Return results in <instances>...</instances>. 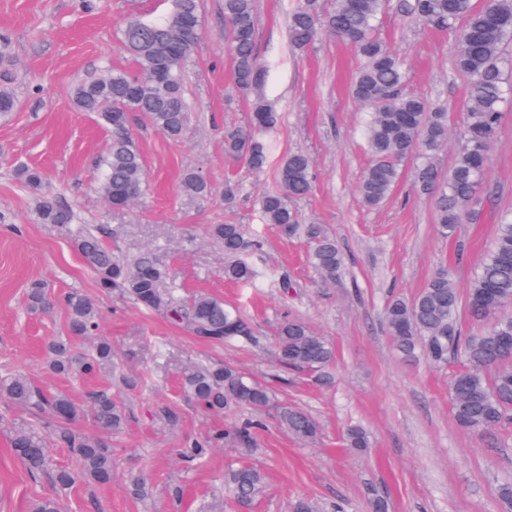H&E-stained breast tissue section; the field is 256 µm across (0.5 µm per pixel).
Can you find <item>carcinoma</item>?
<instances>
[{
	"instance_id": "1",
	"label": "carcinoma",
	"mask_w": 512,
	"mask_h": 512,
	"mask_svg": "<svg viewBox=\"0 0 512 512\" xmlns=\"http://www.w3.org/2000/svg\"><path fill=\"white\" fill-rule=\"evenodd\" d=\"M389 5L390 0H334L333 8L320 14L315 0H296L289 13L290 40L294 47L303 49L329 34L347 42L363 60L353 86L354 98L368 110L365 136L372 156L357 185L362 202L368 207L384 203L399 181L403 162L416 154L421 160L417 182L434 199L439 232L452 239L458 225L472 220V205L484 187L504 105H512V55L507 53L512 45V0H398L397 9L416 24L453 35L459 46L454 67L468 81L465 131L443 180L434 159L448 144L447 113L404 92V61L376 33L379 15ZM256 23L255 0H224L234 84L247 98L251 112L248 127L224 134V149L252 169L262 170L269 160L263 135L276 128L279 114L263 93L267 69L256 52ZM200 34V0H173L170 13L159 20L131 18L121 28V41L135 62V72L107 67L74 91L79 109L97 114L111 132L98 190L114 211L129 208L147 187L141 155L129 134L131 115H145L173 141L185 132L190 105L182 65L195 55ZM14 80V64L1 48L0 115L17 109L11 87ZM312 169V161L305 154L285 156L279 164L277 187L264 192L258 203L263 223L308 244L312 267L323 282L330 283L344 269V255L336 239L321 224L299 223L291 206L292 201L312 191ZM21 174L26 187L42 190L39 170L24 167ZM180 190L186 196L198 197L211 188L198 172L189 170ZM37 211L43 224L66 226L77 220L74 211L50 193L40 195ZM210 233L227 257L224 279L252 283L256 271L249 256L260 248V241L242 224H213ZM74 240L102 292H118L141 311L164 315L206 342L252 340L250 323L238 308L205 293L185 303L164 287L167 272L152 250L120 257L97 233L80 226ZM511 302L512 215H504L497 224L493 247L466 292H460L448 270L441 269L413 300L394 297L384 310L387 328L401 354L413 357L420 353L435 366L462 363L449 382L453 415L460 427L475 433L490 434L512 421V349L503 345L506 339L512 341V316L499 314ZM63 304L71 337L95 334L99 311L93 300L75 290L64 295ZM462 305L470 320L485 324L480 332L463 330L459 321ZM50 306L46 287L32 284L28 309L45 313ZM275 356L283 368L320 371L334 361L336 353L326 337L312 332L304 322L286 319L275 337ZM47 367L68 377L98 376L112 370V346L100 340L90 350L78 351L67 340H55L47 346ZM181 385L199 404L217 412L241 408L260 411L271 402L265 386L247 380L230 364L186 366ZM0 397L47 414L43 426L6 425L12 451L31 477L49 474L60 491L72 488L79 480L100 486L112 482L116 460L110 435L119 432L126 419L124 407L112 398V392L97 391L84 406L63 392L45 395L26 374L17 372L0 381ZM85 416L92 418L97 434L74 427ZM277 418L303 441L318 436L316 422L302 411L282 406ZM222 439L224 434L218 433L205 442L188 441L178 449V455L193 462ZM53 443L69 449L75 468L51 467L49 447ZM345 445L358 452L366 450V430L348 428ZM266 487V475L256 466L242 464L224 471V488L242 512ZM32 512H59L56 495L36 499Z\"/></svg>"
}]
</instances>
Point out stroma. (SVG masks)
I'll return each instance as SVG.
<instances>
[{"label": "stroma", "instance_id": "obj_1", "mask_svg": "<svg viewBox=\"0 0 512 512\" xmlns=\"http://www.w3.org/2000/svg\"><path fill=\"white\" fill-rule=\"evenodd\" d=\"M294 2L255 0L256 51L268 70L264 93L280 113L277 129L265 137L267 167L257 172L224 153L225 130L247 126L249 105L232 78L224 0H202L203 36L184 66L191 106L185 134L171 141L133 116L151 187L132 209L115 212L97 192L110 133L95 114L78 109L74 90L105 66L133 69L120 26L131 17H163L171 0H100L92 11L79 0H0V36L19 75L18 108L0 116V379L21 371L42 390L81 404L108 390L127 409L126 424L112 438V483L77 482L58 493L61 512H214L224 470L237 462L255 464L267 476L268 491L252 512H292L300 498L313 500L319 512H371L374 492L386 498L388 512H503L498 488L512 483V424L483 435L461 429L448 392L456 364L437 369L421 358L404 359L384 307L393 296L413 299L442 268L466 289L501 215L512 211V109L491 152L474 219L456 238L439 234L433 202L415 184L416 159L403 164L380 207L366 208L356 192L370 163L366 112L350 94L362 60L330 36L296 49L288 32ZM379 33L407 62L406 92L443 106L452 135H459L468 89L454 69L453 37L393 9L381 16ZM294 152L313 162V191L293 204L299 221L324 225L344 253L343 273L333 283H323L309 265L303 241L263 223L256 203L274 188L280 161ZM23 165L42 171L45 190L74 209L79 224L105 229L115 253L151 248L182 298L208 293L238 306L251 323L252 341L210 344L120 294L101 293L67 229L40 223L37 196L17 177ZM189 169L208 182L209 194L180 193ZM229 183L238 187L232 200L224 196ZM212 224H243L260 236L253 285L225 280L226 258L208 233ZM283 275L289 288L278 284ZM36 280L50 294L78 290L97 303L98 334L115 350L113 375L86 380L48 370L46 346L67 336L68 318L61 306L41 316L29 312L26 293ZM287 318L334 344L336 360L324 378L277 363L273 337ZM191 362L235 365L269 388L270 407L257 414L201 407L180 386L179 370ZM124 375L149 382L130 388L120 381ZM282 405L307 412L319 427L317 438L288 433L276 418ZM253 416L261 426L250 446L228 435L202 462L177 459L185 441ZM352 425L368 432L367 452L345 447L343 434ZM143 474L152 492L139 500L127 485ZM54 492L48 478L28 475L0 428V512H31L35 499Z\"/></svg>", "mask_w": 512, "mask_h": 512}]
</instances>
